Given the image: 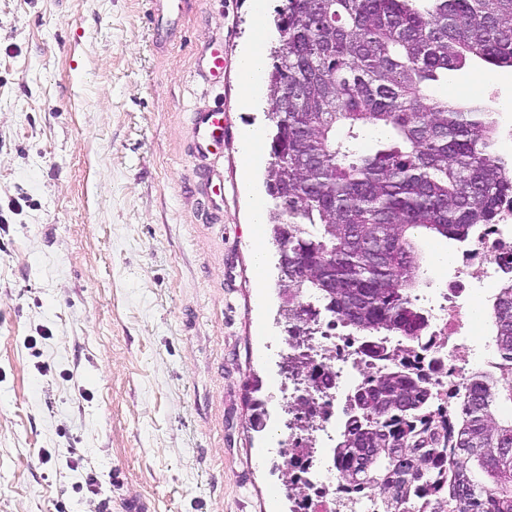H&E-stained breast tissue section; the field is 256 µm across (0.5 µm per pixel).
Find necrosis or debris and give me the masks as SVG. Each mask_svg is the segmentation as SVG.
Listing matches in <instances>:
<instances>
[{"instance_id":"obj_1","label":"necrosis or debris","mask_w":512,"mask_h":512,"mask_svg":"<svg viewBox=\"0 0 512 512\" xmlns=\"http://www.w3.org/2000/svg\"><path fill=\"white\" fill-rule=\"evenodd\" d=\"M446 288L420 298L427 326L409 360L428 375L437 404L456 419V402L475 366L498 361L490 317H478L482 301H494L512 283V195L504 197L495 223L484 226L450 261ZM312 352L323 373L332 375L329 392L310 391L304 406L288 407V446L280 456L289 470L307 479L305 494L291 512H357L353 493L339 479L328 454L307 459L304 448L338 430L346 400L370 369L361 364L360 336L342 323L322 317L312 326Z\"/></svg>"}]
</instances>
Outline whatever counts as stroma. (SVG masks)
I'll return each mask as SVG.
<instances>
[{
    "instance_id": "obj_1",
    "label": "stroma",
    "mask_w": 512,
    "mask_h": 512,
    "mask_svg": "<svg viewBox=\"0 0 512 512\" xmlns=\"http://www.w3.org/2000/svg\"><path fill=\"white\" fill-rule=\"evenodd\" d=\"M282 4L0 0V512H289L251 425L283 334L240 169L268 109L240 56ZM215 105L204 189L191 114Z\"/></svg>"
}]
</instances>
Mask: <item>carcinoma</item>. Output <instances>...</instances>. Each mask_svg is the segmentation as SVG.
Segmentation results:
<instances>
[{
	"label": "carcinoma",
	"mask_w": 512,
	"mask_h": 512,
	"mask_svg": "<svg viewBox=\"0 0 512 512\" xmlns=\"http://www.w3.org/2000/svg\"><path fill=\"white\" fill-rule=\"evenodd\" d=\"M288 45L273 65L284 119L267 175L285 204L288 292L367 333L382 371L361 380L334 462L370 512H512V285L490 317L500 359L472 374L450 435L425 374L387 347L425 319L414 231L463 242L491 224L512 164L494 151L478 99L434 94L479 60L512 69V0H286Z\"/></svg>",
	"instance_id": "cac0c4a2"
}]
</instances>
